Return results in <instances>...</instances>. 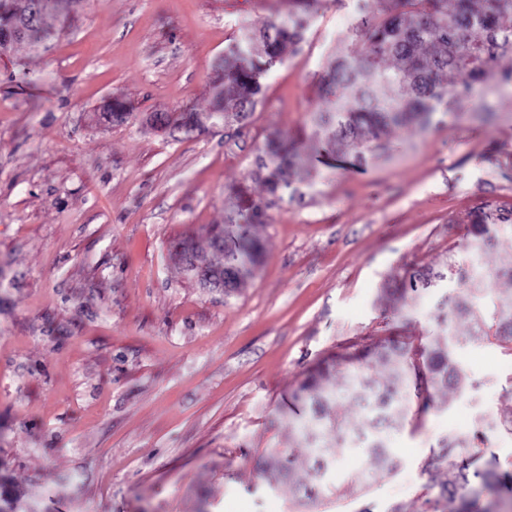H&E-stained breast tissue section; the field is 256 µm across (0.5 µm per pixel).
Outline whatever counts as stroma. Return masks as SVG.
<instances>
[{
    "mask_svg": "<svg viewBox=\"0 0 512 512\" xmlns=\"http://www.w3.org/2000/svg\"><path fill=\"white\" fill-rule=\"evenodd\" d=\"M297 0H77L48 5L45 40L0 56V488L26 512H297L258 463L310 461L292 395L336 353L392 338L428 343L455 295L395 282L406 267L467 261L479 210H512V89L368 148L327 150L314 117L359 0H316L298 49L264 77L244 121L156 129L151 115L205 114L242 32ZM128 106L120 124L103 119ZM297 136L294 192L253 225L260 262L231 295L199 287L174 244L237 216L235 187L267 198L256 161ZM465 388L390 434L398 463L366 484L337 453L336 495L318 512H458L439 498L449 432L480 436L478 470L512 472V344L460 343Z\"/></svg>",
    "mask_w": 512,
    "mask_h": 512,
    "instance_id": "1",
    "label": "stroma"
}]
</instances>
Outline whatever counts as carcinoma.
<instances>
[{"mask_svg": "<svg viewBox=\"0 0 512 512\" xmlns=\"http://www.w3.org/2000/svg\"><path fill=\"white\" fill-rule=\"evenodd\" d=\"M47 0H28L22 12L13 9L10 0H0V31L12 20L26 26L19 41L31 45L42 42L46 34L41 26ZM394 7L381 12L373 0H364L363 16L352 29V37L363 44L358 55L337 53L323 76V88L330 97L329 107L317 117L325 137L332 144H346L355 149L367 147L389 127L425 123L430 114L443 111L455 113L458 90L440 86L443 73H454L463 90L477 97L483 105L487 94L504 86H512V68L499 71L493 64L503 56H512V26L503 19L512 18V0H392ZM308 28L306 9L288 14V18L271 21L224 56V91L217 96L212 119L245 117L254 111L263 93L262 75L284 60L286 51L298 46ZM295 150L292 146L267 142L263 149L259 172L270 195L281 187L290 186ZM239 214L248 215L253 223L261 224L274 201L255 200L239 190ZM512 219V211L499 210L486 214L472 225L469 261L460 266L446 265L449 273L431 270L406 272L411 287L431 288L453 275L457 294L449 300L448 310L438 316L437 332L421 353L422 365L429 386L435 390H460L465 376L454 358L459 342L456 323L465 321V340L470 342H512V293H500L495 284L501 279L512 280V265L489 269L483 263L486 253L495 249L499 240L494 230L498 222ZM210 248L224 256V262L203 265L199 261L196 241L185 238L177 244V254L183 270L195 275L209 271L224 279V292L240 287L249 267L258 263L261 245L246 226L238 224L227 233L224 245L209 241ZM382 368L387 377L378 380L373 371ZM411 366L408 349L399 342H387L371 354L368 360L342 372L345 392L357 402L371 403L378 413L365 416L363 425L374 430L375 438L368 448L369 468L357 476L362 484L373 474L391 472L394 458L382 439V432L400 425L407 414V389ZM330 376L326 368L310 375L300 386L308 399V411L294 426L296 437L309 449L312 460L313 484L296 479L292 461L283 450L272 451L260 466L263 481L272 486L288 487L289 492L308 509H315L335 488L324 482L336 451L350 443L353 431L345 426L336 391L325 388L321 381ZM330 441L321 440L323 433ZM477 437L455 434L443 444L442 460L446 461L440 495L459 499L462 508L474 505L472 486L465 467L448 461V457H474L480 448ZM491 501L474 512H495L498 499L497 481L493 476L482 480Z\"/></svg>", "mask_w": 512, "mask_h": 512, "instance_id": "carcinoma-1", "label": "carcinoma"}]
</instances>
